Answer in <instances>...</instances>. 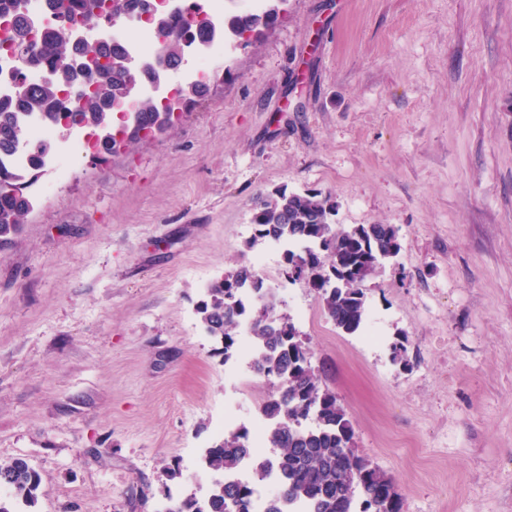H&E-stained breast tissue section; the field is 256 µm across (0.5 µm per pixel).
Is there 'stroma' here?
<instances>
[{
	"mask_svg": "<svg viewBox=\"0 0 512 512\" xmlns=\"http://www.w3.org/2000/svg\"><path fill=\"white\" fill-rule=\"evenodd\" d=\"M279 8L205 100L83 162L0 248V461L39 472L37 512L207 494L216 421L251 425L270 386L196 308L259 255L404 512H512V0ZM282 188L396 229L366 283L378 343L337 330L279 244L253 245L254 200Z\"/></svg>",
	"mask_w": 512,
	"mask_h": 512,
	"instance_id": "obj_1",
	"label": "stroma"
}]
</instances>
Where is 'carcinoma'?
<instances>
[{
	"label": "carcinoma",
	"instance_id": "1",
	"mask_svg": "<svg viewBox=\"0 0 512 512\" xmlns=\"http://www.w3.org/2000/svg\"><path fill=\"white\" fill-rule=\"evenodd\" d=\"M22 0H0V12L14 14L7 39L20 64L18 73L43 69L51 78L38 86L20 82L16 95L0 99V153L8 155L27 139L26 118L39 115L58 124L71 121L93 129L102 140L98 156L128 148L144 138L172 126L173 114L187 104L205 98L209 84L182 88L174 101L157 104L138 94L142 73L126 52L114 46L71 47L65 24L80 22L93 27L100 22L95 0H48L57 26L45 32L39 46L28 38L31 29L21 12ZM153 0H119L121 15L148 12L157 23L161 38L160 60L170 71L185 60V48L210 22L198 18L201 7L193 5V17L181 12L157 14ZM279 0H268L260 12L235 16L224 35L245 43L269 30L278 19ZM85 60L77 71L72 60ZM93 84V91L75 106L63 102L60 86L77 80ZM35 168L12 170L0 164V245L9 243L33 208L28 175ZM336 204L319 192L281 190L261 200L252 222L255 241L285 244V265L309 256L291 281H301L314 290L327 316L345 333L356 332L366 312L364 284L376 273L381 261L399 251L395 228L390 224H361L346 228L332 222ZM209 300L198 314L206 332L224 341V354L238 343L242 317L250 323L256 345L253 366L270 380L271 391L262 407L269 422L263 441L279 449L272 456L254 452L250 432L242 427L224 435L205 450L206 467L232 475L247 464L255 484L276 471L281 477L279 499L296 504L304 512H403V500L391 479L355 449L353 423L336 393L323 385L320 369L312 365V352L291 318L277 311L274 298L263 290L251 266L213 281ZM0 487L12 490L8 507L0 501V512H34L41 477L22 458L0 462ZM251 491L232 479L214 483L210 495L199 499L188 495L167 512H247Z\"/></svg>",
	"mask_w": 512,
	"mask_h": 512
}]
</instances>
